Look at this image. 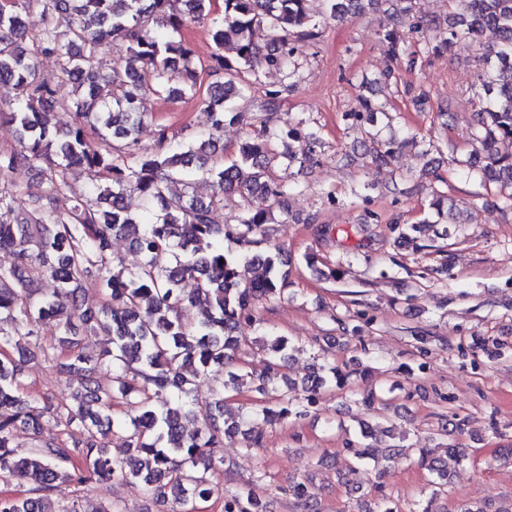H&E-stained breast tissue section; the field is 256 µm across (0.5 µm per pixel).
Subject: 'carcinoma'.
I'll return each instance as SVG.
<instances>
[{
    "instance_id": "1",
    "label": "carcinoma",
    "mask_w": 512,
    "mask_h": 512,
    "mask_svg": "<svg viewBox=\"0 0 512 512\" xmlns=\"http://www.w3.org/2000/svg\"><path fill=\"white\" fill-rule=\"evenodd\" d=\"M309 0H223V16H212V0H6L0 3V86L19 91L15 102L0 108V121L14 125L15 144L0 150V251L14 263L0 267V477L28 481L23 495H1L0 512H82L77 503L55 507L63 484L79 485L90 477L102 481L139 482L157 503L173 500L183 512L216 491L208 477L224 434L239 430L245 419L224 418V389L240 378L213 388L201 406L192 398L190 376L225 367L241 345L240 328L253 325V311L263 302L283 297L288 272L281 270V250L271 244L274 211L285 191L272 179L273 163L285 159L301 167L319 162V140L293 128L280 134L263 128L246 137L231 159L209 166L227 121L242 122L239 102L251 86L270 71L281 76L266 92L274 110L300 79L301 47L322 36L327 20L363 12L375 0H322L324 11L310 13ZM396 27L382 40L390 60L410 72L425 56L448 44H477L484 49L483 67L473 84L482 106L480 127L473 139L483 157L459 161L456 175L487 190L482 206L506 215L512 212V156L495 152L500 138H512V0H460L441 21L427 19L415 0H388ZM38 11L44 26L27 42L24 15ZM66 20L59 29L58 18ZM209 23L215 52L202 66L181 37L189 23ZM108 48L121 53L119 66L104 73L96 56ZM57 63V81L73 83L80 94L57 98L56 87L39 73L37 58ZM215 80L205 102L210 128L190 144L172 141L160 130L158 149L136 151L137 133L146 119L138 103L146 96L181 100L196 96L202 70ZM64 106L74 114L65 129L52 126L48 109ZM383 115L393 121L387 102L365 101V112H350L355 126L364 116ZM361 142L372 163L384 165L393 155L419 144L403 128L386 138L365 131ZM81 168L92 174V185L73 195L65 212L57 198L70 190L68 173ZM206 174L211 193L197 195L190 171ZM17 171L30 174L21 186L9 180ZM183 178V191L171 183ZM498 188L490 191V185ZM138 194L146 209L134 214L128 195ZM247 202L238 224H222L215 213L224 194ZM134 231L133 244L142 260L130 271L112 252L115 237ZM237 240L269 248L248 255L226 252L224 242ZM263 273L251 278L250 271ZM53 287L40 290L39 283ZM195 287L186 290L183 282ZM105 296L97 310L84 307L87 286ZM201 299L200 319L185 323L177 315L185 298ZM55 319L58 347L48 352L30 348L39 326ZM97 324L111 336L112 348L100 358L83 351L78 326ZM289 342L282 336L264 340L266 359L259 391L283 377ZM56 361L67 375L70 396L58 400L45 392H23L22 367L36 354ZM345 384V374L326 362L304 378L303 400L279 410H263L277 421L302 417L320 391ZM127 401L134 413L112 417V404ZM81 428L84 440L41 437L43 421ZM202 418L187 431L185 417ZM19 429L31 436L30 455H15ZM125 439L128 456L114 458L103 442L107 433ZM382 432L381 424L364 422L360 442L351 449L359 466L374 457L367 440ZM417 463L448 485V468L420 450ZM291 494L303 512H314L307 488L298 483ZM224 512H267L252 491L224 500Z\"/></svg>"
}]
</instances>
